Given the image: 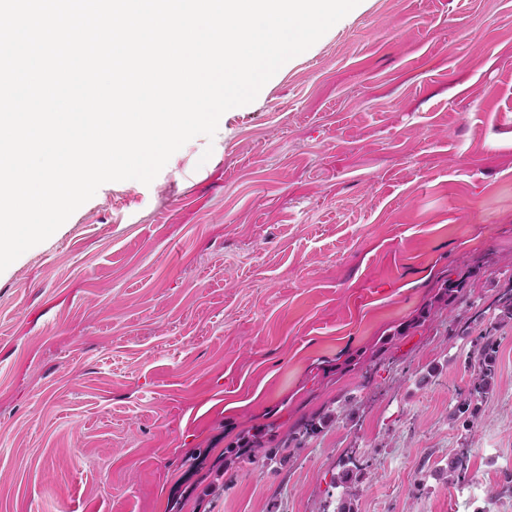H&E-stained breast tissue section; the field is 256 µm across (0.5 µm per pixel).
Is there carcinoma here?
Masks as SVG:
<instances>
[{"label":"carcinoma","mask_w":512,"mask_h":512,"mask_svg":"<svg viewBox=\"0 0 512 512\" xmlns=\"http://www.w3.org/2000/svg\"><path fill=\"white\" fill-rule=\"evenodd\" d=\"M470 275L459 273L453 278L450 275L441 277L436 284L433 300L426 303L411 321L403 324L397 335L403 336L412 329L422 326L434 313L435 307L443 305L453 308L464 301L469 288ZM512 322V279L494 301V313L486 317V311L476 310L465 320L455 321V327L450 329L448 336H472L474 329H479L473 336V353L476 354L477 370L471 375L464 388L456 390V405L450 418L455 420L467 415L476 419L477 412L484 402L492 395L497 377V358L500 347V337L497 332L501 325ZM336 413L325 409L316 414L299 418L288 430L281 444L274 448L267 447L265 434L258 429L238 440L247 443L253 451L238 456V459L249 462L256 459V451H263V465L282 467L288 463L289 448L300 449L311 440L317 438L325 429L337 422ZM367 462L362 456L352 451L339 460L337 476L332 478V488L340 490V500L335 512H354V501L357 498V485L363 477ZM469 467L468 449L461 448L448 459V468L443 471L447 483L456 484L465 481Z\"/></svg>","instance_id":"cac0c4a2"}]
</instances>
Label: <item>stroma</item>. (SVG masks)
<instances>
[{"mask_svg":"<svg viewBox=\"0 0 512 512\" xmlns=\"http://www.w3.org/2000/svg\"><path fill=\"white\" fill-rule=\"evenodd\" d=\"M199 154L103 184L0 273V512H177L190 453L347 403L278 472L225 473L210 512H321L350 448L357 512H512V324L467 426V304L371 384L345 368L448 272L486 260L482 308L512 278V0H360ZM469 456L467 448H460L452 457L448 459V468L442 470V475H446L448 484L463 483L466 479Z\"/></svg>","mask_w":512,"mask_h":512,"instance_id":"obj_1","label":"stroma"}]
</instances>
